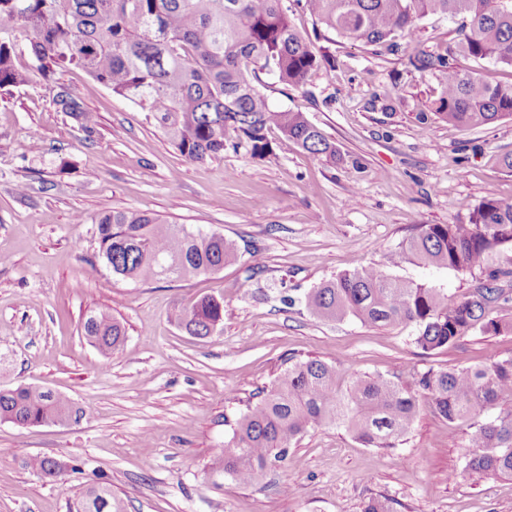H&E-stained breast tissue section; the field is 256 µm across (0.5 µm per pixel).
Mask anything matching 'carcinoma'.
<instances>
[{
  "label": "carcinoma",
  "mask_w": 512,
  "mask_h": 512,
  "mask_svg": "<svg viewBox=\"0 0 512 512\" xmlns=\"http://www.w3.org/2000/svg\"><path fill=\"white\" fill-rule=\"evenodd\" d=\"M326 28L371 46H398L430 13L462 17L457 39L442 52H417L409 64L431 70L441 85L435 114L461 127L512 119V83H491L458 67V57L492 59L512 67V0H306ZM42 76L84 70L112 94L140 106L187 160L203 163L228 147L254 158L272 153L268 132L315 155L336 158V145L300 112L275 109L253 79L268 72L302 87L326 62L311 39L288 20L286 0H0V91L23 85L14 63L16 33ZM97 256L112 274L131 281L188 279L215 274L237 260L224 235L168 224L136 210H114L96 221ZM512 245V203L490 197L466 224H417L383 264L344 272L311 289L306 309L327 320L411 325L423 351L445 348L471 330L512 332V322L490 316L512 295L491 269L462 300L448 291L390 274L405 257L427 268L473 273ZM171 319L204 339L224 320V297L203 296L174 306ZM86 340L101 354L123 345L126 329L107 312L88 315ZM429 398L448 423L467 427L465 469L512 476V355L481 366L429 369L406 381L398 373L338 382L320 359H288V367L259 393L237 421L212 466L219 479L255 484L288 458L290 445L311 427L334 426L370 448H395ZM83 416L50 389L0 390V421L19 426L67 425ZM26 466L60 479L64 466L32 457ZM75 512H123L105 482L86 487Z\"/></svg>",
  "instance_id": "obj_1"
}]
</instances>
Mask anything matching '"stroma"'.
<instances>
[{"mask_svg": "<svg viewBox=\"0 0 512 512\" xmlns=\"http://www.w3.org/2000/svg\"><path fill=\"white\" fill-rule=\"evenodd\" d=\"M288 16L334 56L302 87L259 74L279 109L304 113L335 143L336 159L278 131L272 155L225 151L186 160L144 112L80 69L52 79L25 48V85L0 91V389L38 386L83 411L69 425L0 422V512H74L104 480L124 512H361L372 498L394 512H512V478L466 473V430L422 401L396 448H368L343 429L314 427L259 484L216 485L211 464L237 420L288 365L309 356L351 374L404 378L481 365L512 354V334L473 331L426 352L408 325L372 326L311 315L302 298L336 275L379 265L416 224H464L489 197L512 202V121L465 128L433 111L440 85L410 55L441 51L459 21L427 15L397 53L317 22L303 0ZM74 99L81 121L59 106ZM145 210L172 224L223 234L238 258L216 274L135 283L97 259L94 218ZM83 223H76V216ZM394 276L461 300L477 277L403 259ZM293 297V304L280 300ZM223 295L208 338L171 322L174 304ZM106 311L126 341L102 356L82 335ZM44 456L81 469L55 481L25 465Z\"/></svg>", "mask_w": 512, "mask_h": 512, "instance_id": "stroma-1", "label": "stroma"}]
</instances>
